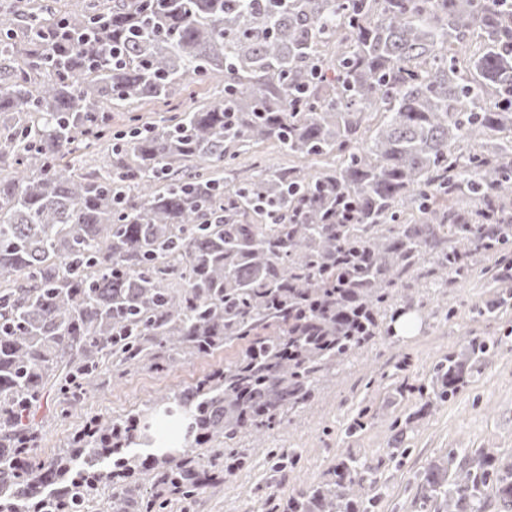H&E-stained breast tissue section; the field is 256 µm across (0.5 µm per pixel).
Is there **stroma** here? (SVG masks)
I'll return each mask as SVG.
<instances>
[{
	"label": "stroma",
	"mask_w": 512,
	"mask_h": 512,
	"mask_svg": "<svg viewBox=\"0 0 512 512\" xmlns=\"http://www.w3.org/2000/svg\"><path fill=\"white\" fill-rule=\"evenodd\" d=\"M418 293L406 312L419 319L410 337L389 336L337 366L313 401L273 431L244 439L250 464L234 480L192 500L168 498L163 512H271L273 506L325 480L339 457H356L377 483L373 512H437L423 475L429 464L454 457L471 459L492 448L512 459V300L494 314L482 307L512 287V247L481 257L464 282L440 274L416 276ZM455 316H447L448 308ZM497 340L495 350L474 364L467 383L450 401L424 409L419 388L429 384L435 365L448 353L462 351L467 340ZM235 348L182 362L165 372L105 366L98 388L82 410H50L41 427L38 459L66 447L93 415L120 418L145 409L156 399L193 384L223 367ZM369 424L351 435L347 426L359 410ZM407 430H399L400 422ZM294 448L301 458L292 468L276 469L275 452Z\"/></svg>",
	"instance_id": "35a3bbf8"
}]
</instances>
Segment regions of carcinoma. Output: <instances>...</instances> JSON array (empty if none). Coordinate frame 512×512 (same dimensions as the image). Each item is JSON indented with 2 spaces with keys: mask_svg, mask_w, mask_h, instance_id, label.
<instances>
[{
  "mask_svg": "<svg viewBox=\"0 0 512 512\" xmlns=\"http://www.w3.org/2000/svg\"><path fill=\"white\" fill-rule=\"evenodd\" d=\"M215 81L112 130L114 105ZM266 142L317 169L224 181ZM511 243L512 0H0V512H161L232 479L244 437L393 335L422 265L464 282ZM235 343L165 398L194 445L142 455L136 411L35 460L48 395L81 408L105 360L164 371ZM495 344L448 353L423 406ZM374 483L348 455L274 508L369 512ZM490 485L512 509L492 448L426 470L441 512H483Z\"/></svg>",
  "mask_w": 512,
  "mask_h": 512,
  "instance_id": "1",
  "label": "carcinoma"
}]
</instances>
